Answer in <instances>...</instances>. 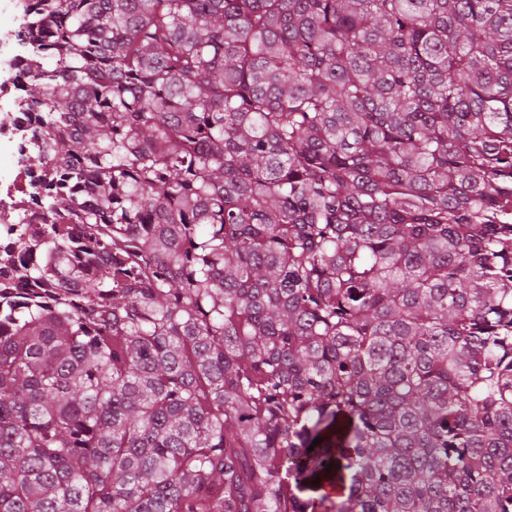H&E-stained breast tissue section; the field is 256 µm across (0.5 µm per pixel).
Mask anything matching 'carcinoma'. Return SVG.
Listing matches in <instances>:
<instances>
[{"label": "carcinoma", "instance_id": "carcinoma-1", "mask_svg": "<svg viewBox=\"0 0 512 512\" xmlns=\"http://www.w3.org/2000/svg\"><path fill=\"white\" fill-rule=\"evenodd\" d=\"M25 38L56 163L0 238V512H512V0Z\"/></svg>", "mask_w": 512, "mask_h": 512}]
</instances>
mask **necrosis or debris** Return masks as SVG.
<instances>
[{"label":"necrosis or debris","instance_id":"obj_1","mask_svg":"<svg viewBox=\"0 0 512 512\" xmlns=\"http://www.w3.org/2000/svg\"><path fill=\"white\" fill-rule=\"evenodd\" d=\"M27 0H0V159L11 166L0 179V222L37 224L41 160L48 140L34 123V114L21 95L29 78L24 68L31 47L22 37Z\"/></svg>","mask_w":512,"mask_h":512}]
</instances>
